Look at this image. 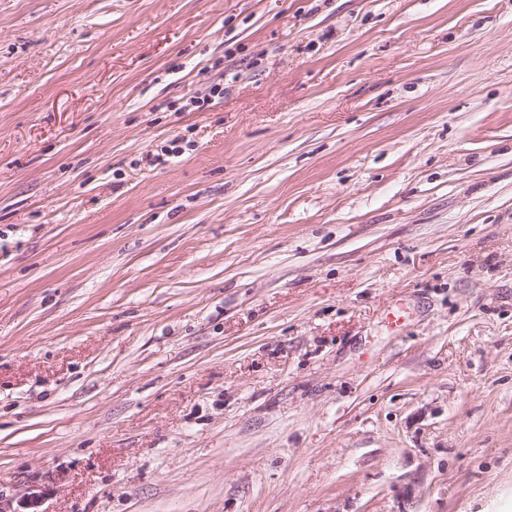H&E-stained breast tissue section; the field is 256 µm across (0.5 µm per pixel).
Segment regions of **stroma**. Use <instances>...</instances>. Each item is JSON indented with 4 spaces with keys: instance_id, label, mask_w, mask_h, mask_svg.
Returning <instances> with one entry per match:
<instances>
[{
    "instance_id": "1",
    "label": "stroma",
    "mask_w": 512,
    "mask_h": 512,
    "mask_svg": "<svg viewBox=\"0 0 512 512\" xmlns=\"http://www.w3.org/2000/svg\"><path fill=\"white\" fill-rule=\"evenodd\" d=\"M512 512V0H0V495Z\"/></svg>"
}]
</instances>
